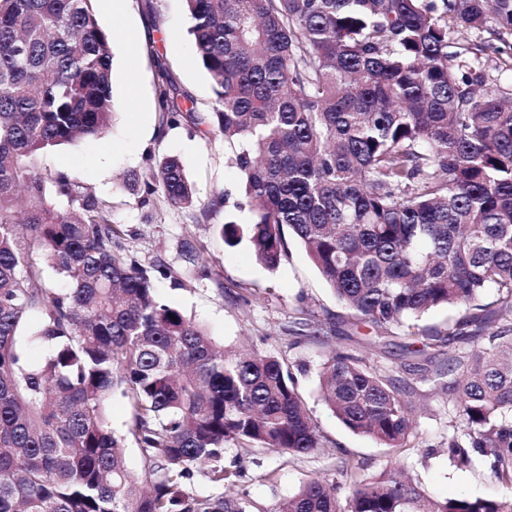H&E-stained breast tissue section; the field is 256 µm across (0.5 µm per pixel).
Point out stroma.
<instances>
[{
  "label": "stroma",
  "instance_id": "35a3bbf8",
  "mask_svg": "<svg viewBox=\"0 0 512 512\" xmlns=\"http://www.w3.org/2000/svg\"><path fill=\"white\" fill-rule=\"evenodd\" d=\"M94 8L112 29L114 121L103 137L75 146L61 145L36 157L37 168L45 173H68L94 192L116 220L126 225L125 252L143 267L160 259L172 269H182L184 240L202 241L205 249L197 260L199 273L189 287L174 289L163 280L158 284L159 293L203 324L225 347L246 343L264 353L286 356L291 362L295 385L325 446L307 456L271 452L242 456L235 446H226L225 466L240 472L236 493L245 495L261 512H274L310 479L345 483L343 460L361 462L364 475L378 474L392 460L389 450L344 427L321 400L318 372L326 346L306 343L292 348L283 333L297 310L306 308L330 316L336 332L352 329L363 336V343L354 350L366 357L371 353L365 338L372 335V328L353 325L297 242H289L287 255L272 271L256 261L247 243L225 245L218 232L221 224L247 223L248 213L239 207L242 173L231 161L223 136H204L183 124L161 122L158 66L167 68L196 111H211L214 102L210 77L197 61L187 35L189 18L183 0H122L120 8L111 12L104 0H94ZM167 156L184 162L197 206L158 203L140 207L121 187L120 175L144 171ZM218 192L225 195L223 207L201 215V204ZM405 342V336L395 337L385 353L371 356L387 374L401 375L400 347ZM410 399L416 407L418 435L412 448L395 459L398 466L439 501L503 495V487L486 464L460 469L450 461L448 395L431 384L417 383Z\"/></svg>",
  "mask_w": 512,
  "mask_h": 512
}]
</instances>
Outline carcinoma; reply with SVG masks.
<instances>
[{"instance_id": "obj_1", "label": "carcinoma", "mask_w": 512, "mask_h": 512, "mask_svg": "<svg viewBox=\"0 0 512 512\" xmlns=\"http://www.w3.org/2000/svg\"><path fill=\"white\" fill-rule=\"evenodd\" d=\"M213 111L184 108L163 68L167 125L218 131L244 175L250 221L222 225L270 270L302 244L373 344L425 311H470L404 345L415 379L450 397L449 457L490 460L498 499H431L392 467L346 488L306 482L278 512H512V0H184ZM474 31L494 35L470 39ZM495 65H489L490 55ZM112 38L93 0H0V512H250L241 495H193L194 469L236 485L224 447L313 454L325 447L283 356L218 345L156 292L187 279L123 254L128 229L40 152L101 136ZM124 189L141 204L195 203L183 161L162 158ZM64 199L52 206L47 196ZM202 245L183 242L186 273ZM64 286L39 283L42 266ZM289 345L332 331L303 309ZM487 337L482 350L444 348ZM45 354L34 359L29 347ZM321 398L349 430L394 453L416 437L400 380L333 348ZM131 409L109 423L116 397ZM133 443L144 466L131 471Z\"/></svg>"}]
</instances>
